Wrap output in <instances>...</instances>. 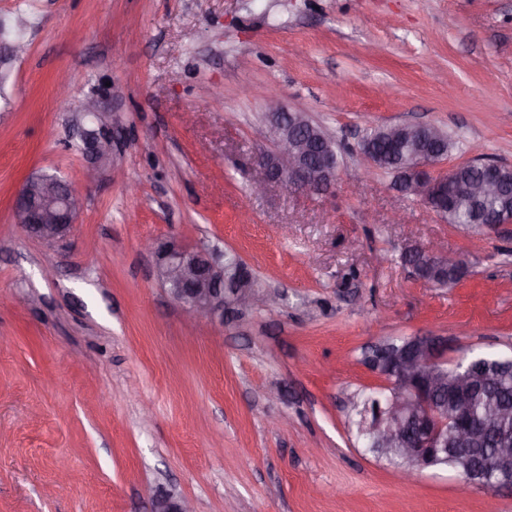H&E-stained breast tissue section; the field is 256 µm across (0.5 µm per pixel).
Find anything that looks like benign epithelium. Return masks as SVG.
<instances>
[{
	"label": "benign epithelium",
	"mask_w": 512,
	"mask_h": 512,
	"mask_svg": "<svg viewBox=\"0 0 512 512\" xmlns=\"http://www.w3.org/2000/svg\"><path fill=\"white\" fill-rule=\"evenodd\" d=\"M84 114L94 127L82 130V150L93 160L87 176L97 177L100 165L109 162L114 153L120 119L101 109L97 97H89ZM271 146L259 158L263 176L253 184L262 193L277 185L290 191L318 195L332 188L336 181V145L322 129L312 136L293 133L305 125L313 126L308 116L299 111L276 108L269 113ZM366 160L362 174L380 168L383 161L370 144L360 142ZM447 156L445 152L424 154L410 150L405 174L396 179L397 189L429 202L441 181L432 179V167ZM83 208L81 196L66 181L49 175H32L24 181L12 207V223L28 235L46 243L62 240L70 232ZM146 250L155 257L156 276L171 297L183 306L188 319L201 325L224 315L248 308L271 309L279 293L267 288L251 287V273L242 266L234 274L225 273L224 259L200 247L187 248L177 242H150ZM433 271L462 269L465 264L451 256L440 245L413 248ZM375 373L385 381L376 398L372 432L385 448L401 450L408 465L398 468L402 479L432 464V459L448 450V438L456 447L467 451L473 447L478 431L493 426L507 409L492 411L487 416L465 423L459 413L499 374L466 369L450 380L448 337L436 335L410 336L402 347L379 345L369 353ZM448 392V409L436 395ZM484 471L496 477L488 488L496 492L512 488V435L499 438L498 447L481 460ZM152 512H193L189 501L163 491L149 490Z\"/></svg>",
	"instance_id": "7a95c632"
}]
</instances>
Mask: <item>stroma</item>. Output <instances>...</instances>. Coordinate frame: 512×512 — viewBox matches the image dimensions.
<instances>
[{
  "instance_id": "stroma-1",
  "label": "stroma",
  "mask_w": 512,
  "mask_h": 512,
  "mask_svg": "<svg viewBox=\"0 0 512 512\" xmlns=\"http://www.w3.org/2000/svg\"><path fill=\"white\" fill-rule=\"evenodd\" d=\"M0 22L27 45L0 74V512H150L148 488L196 512H512L447 469L401 482L347 404L382 385L361 353L384 339L512 354V224L469 230L390 173L356 178L389 123L448 132L434 174L512 165V0H0ZM91 95L124 134L90 183L72 118ZM277 106L340 142L329 192L251 194ZM35 174L85 198L51 247L12 223ZM148 239L237 254L281 303L199 334ZM434 241L458 284L405 262Z\"/></svg>"
}]
</instances>
